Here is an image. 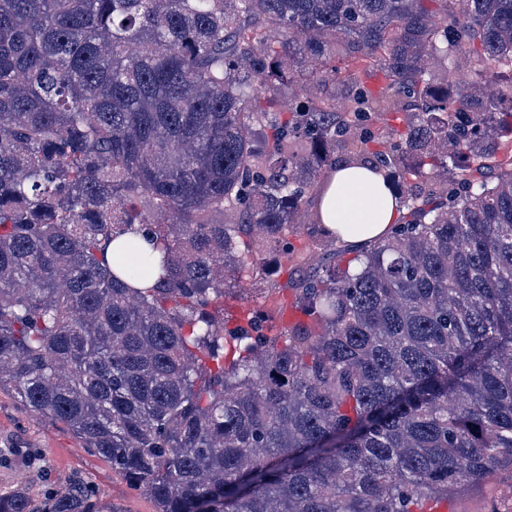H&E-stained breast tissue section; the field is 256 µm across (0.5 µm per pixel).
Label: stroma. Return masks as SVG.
<instances>
[{
  "instance_id": "obj_1",
  "label": "stroma",
  "mask_w": 512,
  "mask_h": 512,
  "mask_svg": "<svg viewBox=\"0 0 512 512\" xmlns=\"http://www.w3.org/2000/svg\"><path fill=\"white\" fill-rule=\"evenodd\" d=\"M263 271L233 282L226 302H238L278 322L283 308L291 306L290 291L274 292L301 276L302 268L283 262L280 255L264 254ZM82 477L97 491L100 512H155L151 499L129 487L111 466L83 448L66 428L35 415L16 399L0 394V492L19 485L33 495L58 489ZM448 512H512V464L502 463L486 486L449 498Z\"/></svg>"
}]
</instances>
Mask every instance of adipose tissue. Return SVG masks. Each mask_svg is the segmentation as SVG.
Here are the masks:
<instances>
[{
    "instance_id": "obj_1",
    "label": "adipose tissue",
    "mask_w": 512,
    "mask_h": 512,
    "mask_svg": "<svg viewBox=\"0 0 512 512\" xmlns=\"http://www.w3.org/2000/svg\"><path fill=\"white\" fill-rule=\"evenodd\" d=\"M321 222L344 241L361 242L386 235L398 220L400 199L384 174L367 164H340L330 184L315 199Z\"/></svg>"
}]
</instances>
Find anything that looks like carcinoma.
Segmentation results:
<instances>
[{
	"instance_id": "carcinoma-1",
	"label": "carcinoma",
	"mask_w": 512,
	"mask_h": 512,
	"mask_svg": "<svg viewBox=\"0 0 512 512\" xmlns=\"http://www.w3.org/2000/svg\"><path fill=\"white\" fill-rule=\"evenodd\" d=\"M507 71L512 0H0V393L156 512H426L480 488L512 461ZM334 151L425 179L404 223L356 273L317 231L302 318L229 324L228 276L292 255ZM96 499L23 486L0 512Z\"/></svg>"
}]
</instances>
